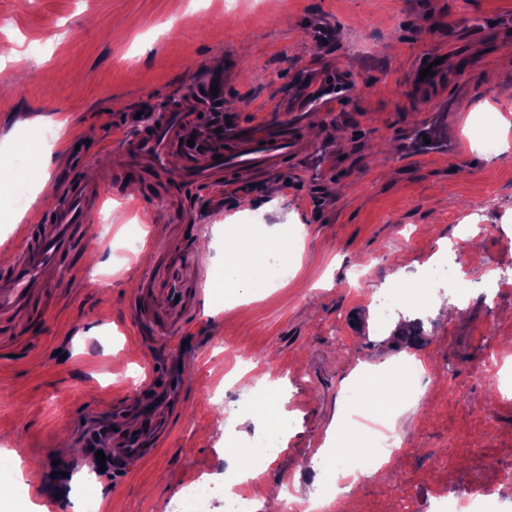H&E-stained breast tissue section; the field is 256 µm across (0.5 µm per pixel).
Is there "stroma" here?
I'll return each mask as SVG.
<instances>
[{"label": "stroma", "instance_id": "stroma-1", "mask_svg": "<svg viewBox=\"0 0 512 512\" xmlns=\"http://www.w3.org/2000/svg\"><path fill=\"white\" fill-rule=\"evenodd\" d=\"M336 26L326 48L304 32L313 17ZM41 52H32V45ZM512 0H0V185L13 191L11 152L27 138L31 171L43 154L54 195L0 211V252L21 232L22 217L54 208L55 195L76 173L108 177L117 144L134 133L128 113L166 109L179 92L212 74L224 77L230 116L263 125L287 120L306 85L328 68L351 67L354 97L298 130L306 147L329 146L316 165L289 160L284 174L253 190L223 186L195 194L197 246L214 284L208 317L186 328L155 374L183 375L185 407L157 451L136 471L93 472L99 512H171L188 485L237 471L224 459V421L214 396L227 403L254 379H283L279 410L292 421L268 468L244 485L266 512L271 485L300 497L328 485L326 467L308 463L324 445L338 395L358 364L372 368L402 354L425 366V406L396 398L394 424L405 441L386 478L364 476L336 489L355 512H436L439 492L491 482L512 467V397L501 399L477 367L490 351H512V287L494 301L477 278L491 265L512 272V132L507 151L485 155L476 123L485 114L512 122ZM446 67L425 90L412 84L425 57ZM445 121L453 148L411 154L413 131L431 115ZM85 153L73 152V145ZM163 201L140 207L121 193L93 215L89 251L63 279L46 322L24 338L22 353L0 358V512L29 503L79 512L80 459L59 445L83 444L85 418L112 413V401L139 396L148 354L129 315V300L171 224ZM285 224L300 242L280 287L249 300L225 299L215 276L224 269L231 225ZM145 233L124 250L130 225ZM451 248L441 252V239ZM452 262L455 288L422 317L394 310L408 323L397 339L378 326L374 298L399 288L398 272L425 279L438 260ZM34 462L26 485L11 483L14 460ZM67 464L65 477L54 462Z\"/></svg>", "mask_w": 512, "mask_h": 512}]
</instances>
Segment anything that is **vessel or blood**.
<instances>
[{"instance_id": "vessel-or-blood-1", "label": "vessel or blood", "mask_w": 512, "mask_h": 512, "mask_svg": "<svg viewBox=\"0 0 512 512\" xmlns=\"http://www.w3.org/2000/svg\"><path fill=\"white\" fill-rule=\"evenodd\" d=\"M311 39L333 47L336 31L323 19L307 22ZM221 75L199 82L190 95H176L170 106L155 113L154 122L119 147L121 160L114 167L117 182L135 181L146 201L165 200L173 206L178 232L162 238L155 247L157 259L141 278L130 304V317L139 332L156 344L169 342L197 314L204 290L201 286L206 259L196 250V227L186 223L189 193L200 186L255 174L283 170L298 157L301 144L292 134L326 105L349 97L353 86L342 76L320 79L307 89L301 107L292 115L291 128L239 129L229 125L223 106L212 93L223 85ZM177 157V172H169L166 160ZM116 184L92 183L81 176L69 179L51 216L26 228L11 265L0 269L6 288L0 289V348L25 335L33 322L44 319V302L58 285L69 259L79 254L90 239V216ZM116 406L111 425L95 427L84 436L89 448H102L107 473L135 471L152 453L161 422L142 411L140 423L127 427Z\"/></svg>"}]
</instances>
